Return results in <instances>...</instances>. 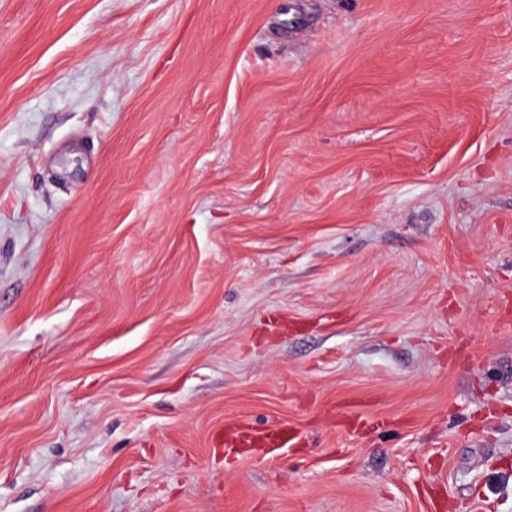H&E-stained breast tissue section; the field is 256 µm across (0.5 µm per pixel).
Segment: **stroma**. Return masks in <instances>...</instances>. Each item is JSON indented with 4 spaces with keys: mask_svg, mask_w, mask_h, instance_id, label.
Segmentation results:
<instances>
[{
    "mask_svg": "<svg viewBox=\"0 0 512 512\" xmlns=\"http://www.w3.org/2000/svg\"><path fill=\"white\" fill-rule=\"evenodd\" d=\"M435 498L512 512V0H0V512ZM299 438V433L287 423L261 430L229 425L224 428V457L237 460L251 448H265L267 453L276 454L280 449L296 444Z\"/></svg>",
    "mask_w": 512,
    "mask_h": 512,
    "instance_id": "obj_1",
    "label": "stroma"
}]
</instances>
